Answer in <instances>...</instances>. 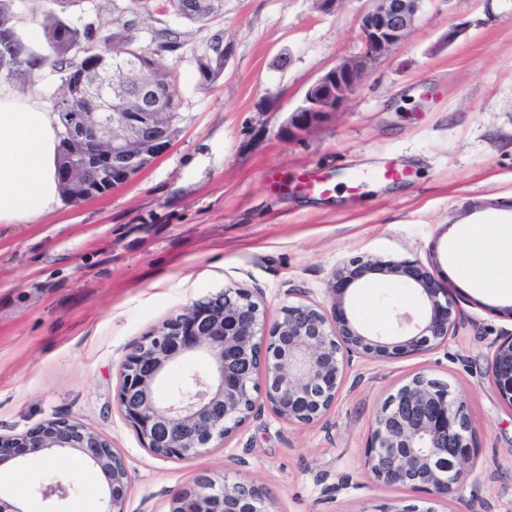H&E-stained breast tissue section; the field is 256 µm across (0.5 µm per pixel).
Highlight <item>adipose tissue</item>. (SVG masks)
Instances as JSON below:
<instances>
[{
  "instance_id": "1",
  "label": "adipose tissue",
  "mask_w": 512,
  "mask_h": 512,
  "mask_svg": "<svg viewBox=\"0 0 512 512\" xmlns=\"http://www.w3.org/2000/svg\"><path fill=\"white\" fill-rule=\"evenodd\" d=\"M61 124L37 93L23 94L0 82V223L32 224L60 197L57 156ZM470 284L497 297L512 298V226L466 227L453 244ZM494 256L493 271L472 270L475 255Z\"/></svg>"
}]
</instances>
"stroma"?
Listing matches in <instances>:
<instances>
[{
	"label": "stroma",
	"mask_w": 512,
	"mask_h": 512,
	"mask_svg": "<svg viewBox=\"0 0 512 512\" xmlns=\"http://www.w3.org/2000/svg\"><path fill=\"white\" fill-rule=\"evenodd\" d=\"M369 0H224L200 29L141 16L137 35L181 32L160 56L173 70L176 135L131 180L76 204L59 201L33 224L0 223V433L52 417L103 434L128 465L126 512H169L197 477L248 479L274 512H379L424 506V493L375 479L366 462L375 416L414 375L449 383L465 403L475 467L457 501L437 512H512V406L488 375L490 345L512 331L511 304L472 288L456 271L452 242L469 224L512 225V0H423L408 35L373 61L346 105L302 128L288 124L306 90L361 50ZM467 31L446 43L449 28ZM222 32L223 76L198 81L194 45ZM397 164L408 180L350 173ZM322 168L326 197L294 190ZM285 183L276 192L267 171ZM414 262L447 281L456 327L447 344L390 361L354 356L334 405L308 425L258 403L226 443L191 459H160L117 406L131 346L193 301L246 289L268 320L282 307L330 310L327 283L350 258ZM348 300L368 328L390 336L395 315L419 311L416 291L374 275ZM80 455L28 459L0 492L28 512H50L37 486L67 474L62 508L101 512L103 488Z\"/></svg>",
	"instance_id": "stroma-1"
}]
</instances>
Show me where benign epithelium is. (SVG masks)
<instances>
[{
    "label": "benign epithelium",
    "mask_w": 512,
    "mask_h": 512,
    "mask_svg": "<svg viewBox=\"0 0 512 512\" xmlns=\"http://www.w3.org/2000/svg\"><path fill=\"white\" fill-rule=\"evenodd\" d=\"M420 0H372L360 20L361 56L344 60L305 92L289 123L340 110L366 76L367 64L403 40ZM71 91L55 103L66 134L61 183L69 201L88 197L97 169L107 186L139 172V161L164 153L174 137L175 99L151 66L130 59L110 75L82 70ZM117 179H112V173ZM395 276L415 288L421 309L396 315L401 340L369 333L346 307V296L368 276ZM331 314L314 305H288L266 320L251 294L226 288L192 302L152 329L126 356L117 405L153 455L189 459L232 436L262 399L284 422L308 424L336 400L345 359L353 355L391 360L448 342L456 308L446 282L419 263L354 257L329 282ZM489 376L512 406V332L491 345ZM204 356L209 369L189 374L177 392L162 398L158 386L169 369ZM462 401L444 381L417 374L378 411L367 449L373 475L388 485L418 486L429 499L450 502L473 471L474 450ZM83 456L105 488L102 512H125L131 477L123 456L86 425L53 417L26 431L0 434V467L24 457ZM61 480L39 487L42 499L69 497ZM170 512H272L262 488L239 480L216 485L199 477L177 494Z\"/></svg>",
    "instance_id": "benign-epithelium-1"
}]
</instances>
